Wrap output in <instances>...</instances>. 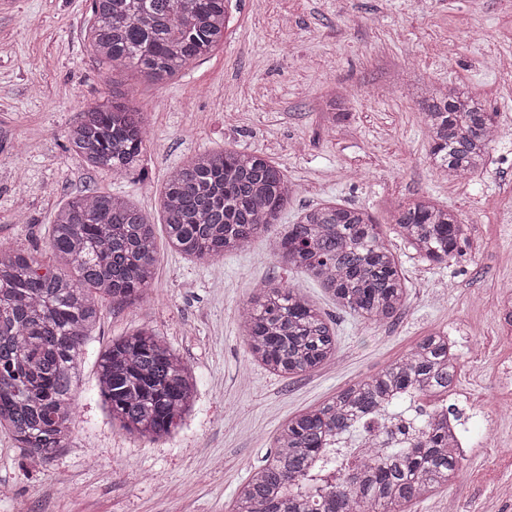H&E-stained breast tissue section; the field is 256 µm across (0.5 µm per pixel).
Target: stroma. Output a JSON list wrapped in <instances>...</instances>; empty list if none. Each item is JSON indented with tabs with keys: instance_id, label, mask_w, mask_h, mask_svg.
I'll return each instance as SVG.
<instances>
[{
	"instance_id": "stroma-1",
	"label": "stroma",
	"mask_w": 512,
	"mask_h": 512,
	"mask_svg": "<svg viewBox=\"0 0 512 512\" xmlns=\"http://www.w3.org/2000/svg\"><path fill=\"white\" fill-rule=\"evenodd\" d=\"M90 3L0 0V245L51 265L55 211L104 191L156 224L157 275L135 304L105 303L69 442L53 462L28 469L0 430V512H232L237 488L288 419L456 325L468 336L456 387L484 412L477 449L452 485L408 512H512V401L496 379L512 364V338L495 316L501 285L512 283V85L488 63L512 55V0H236L223 45L162 84L99 63L85 39ZM418 80L466 86L497 114L501 136L468 185L430 165L418 106L399 89ZM340 87L351 112L332 128L320 104ZM115 92L147 116L141 167L121 178L86 164L66 141L82 112ZM225 147L284 170L296 193L281 223L335 201L368 208L385 224L398 204L427 196L469 224L468 253L428 265L387 233L408 296L381 325L337 309L304 274L279 268L268 236L242 252L188 259L168 244L160 194L179 163ZM271 279L330 318L333 361L285 379L251 360L239 314ZM144 324L197 385L182 426L157 441L113 425L96 388L99 355Z\"/></svg>"
}]
</instances>
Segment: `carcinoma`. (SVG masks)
<instances>
[{"label": "carcinoma", "instance_id": "obj_1", "mask_svg": "<svg viewBox=\"0 0 512 512\" xmlns=\"http://www.w3.org/2000/svg\"><path fill=\"white\" fill-rule=\"evenodd\" d=\"M231 0H92L86 37L99 62L138 69L163 83L224 41ZM410 98L422 115L430 163L446 179L472 177L499 136L484 100L459 86L420 82ZM326 121L349 114L346 93L326 99ZM147 121L116 98L90 106L67 133L68 150L96 168L123 175L139 161ZM294 185L266 158L232 149L198 153L174 168L161 193L168 244L193 258L245 250L278 224ZM395 233L417 258L446 264L467 254L469 225L429 198L397 206ZM272 256L316 281L336 307L372 324L396 318L406 280L381 225L365 209L308 207L270 239ZM49 248L57 266L0 246V429L30 457L47 464L68 443L73 396L102 301H135L156 271L155 225L126 199L108 192L76 196L54 213ZM250 356L289 378L330 362L336 333L304 294L269 282L243 307ZM458 359L448 335L434 331L378 373L289 419L275 451L253 470L234 512H404L448 486L461 459L451 448L448 417L438 405L414 408L422 426L409 448L389 441L404 419L386 407L448 392ZM97 390L112 420L156 441L172 433L192 406L189 369L150 328L112 341L100 355ZM359 432L366 442L350 458L331 457L329 438Z\"/></svg>", "mask_w": 512, "mask_h": 512}]
</instances>
